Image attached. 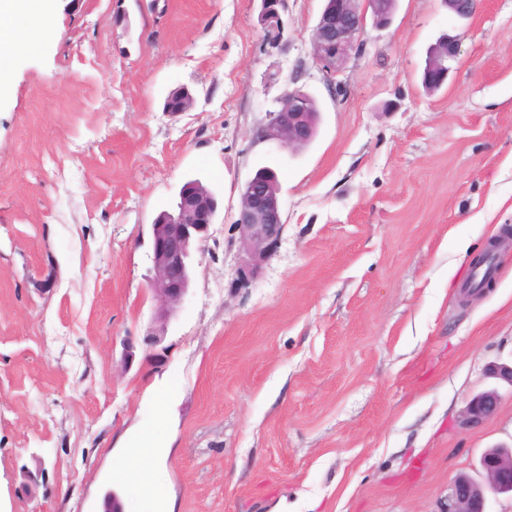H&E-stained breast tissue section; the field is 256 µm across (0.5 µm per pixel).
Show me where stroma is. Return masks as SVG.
<instances>
[{
  "mask_svg": "<svg viewBox=\"0 0 512 512\" xmlns=\"http://www.w3.org/2000/svg\"><path fill=\"white\" fill-rule=\"evenodd\" d=\"M323 0H52L0 77V512L136 499L121 439L171 443L175 512H442L453 479L512 442V244L460 303L489 226L512 231V0L460 17L397 0L329 89ZM448 80L422 86L441 35ZM188 88L193 106L164 109ZM317 101L314 140L260 131L283 93ZM277 172V251L237 286L245 182ZM199 179L218 210L191 286L156 321L152 224ZM500 405L465 429L462 411ZM261 2L260 23L265 36L271 44H277L281 39L282 20L280 7L284 0H259ZM500 396L495 390L477 394L468 403L460 421L465 428H474L490 420L497 412Z\"/></svg>",
  "mask_w": 512,
  "mask_h": 512,
  "instance_id": "stroma-1",
  "label": "stroma"
}]
</instances>
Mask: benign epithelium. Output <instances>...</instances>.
<instances>
[{
    "instance_id": "7a95c632",
    "label": "benign epithelium",
    "mask_w": 512,
    "mask_h": 512,
    "mask_svg": "<svg viewBox=\"0 0 512 512\" xmlns=\"http://www.w3.org/2000/svg\"><path fill=\"white\" fill-rule=\"evenodd\" d=\"M260 23L267 40L281 39L280 7L284 0H260ZM397 0H325L312 33L314 59L326 84L335 85L337 74L351 55L362 49L361 36L367 23L381 29L390 25ZM448 9L467 17L477 8V0H444ZM458 39L446 35L434 44L426 64L423 85L434 92L448 78V61L458 53ZM194 102L190 91L173 92L166 111L184 112ZM277 107L267 113L261 136L283 149L304 146L317 134L318 112L313 97L296 89L285 92ZM217 210L212 193L201 183H186L180 191L177 209L160 213L152 224V270L150 288L160 302L157 320L165 326L175 308L187 295L191 284V261L198 243L208 231ZM247 255L249 274L256 275L266 258L278 247L285 222L277 173L265 168L246 181L235 221ZM500 396L494 390L474 396L461 419L465 428L490 420L497 412ZM480 478L458 475L450 485L444 512H489V494L512 497V448L505 445L481 455Z\"/></svg>"
}]
</instances>
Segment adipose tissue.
<instances>
[{"mask_svg":"<svg viewBox=\"0 0 512 512\" xmlns=\"http://www.w3.org/2000/svg\"><path fill=\"white\" fill-rule=\"evenodd\" d=\"M36 15L51 23L49 0H0V75L4 74L15 50L23 47L21 24ZM164 450L156 432L145 431L132 438L120 461L131 478L141 503V512H174L168 499L157 491L153 462Z\"/></svg>","mask_w":512,"mask_h":512,"instance_id":"ef3b65f1","label":"adipose tissue"}]
</instances>
